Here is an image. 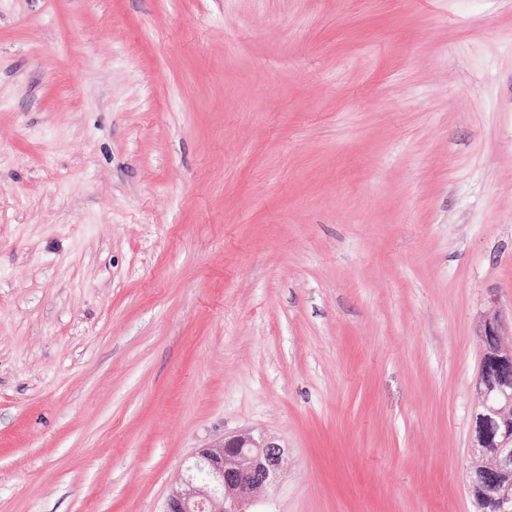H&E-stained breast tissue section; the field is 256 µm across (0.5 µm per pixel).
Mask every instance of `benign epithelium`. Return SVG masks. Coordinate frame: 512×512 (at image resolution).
<instances>
[{"label":"benign epithelium","instance_id":"1","mask_svg":"<svg viewBox=\"0 0 512 512\" xmlns=\"http://www.w3.org/2000/svg\"><path fill=\"white\" fill-rule=\"evenodd\" d=\"M504 330L495 314L479 325L481 403L466 481L482 512H512V350L501 347ZM283 467V447L273 439L250 430L226 435L198 451L162 512H245L253 493L275 482Z\"/></svg>","mask_w":512,"mask_h":512}]
</instances>
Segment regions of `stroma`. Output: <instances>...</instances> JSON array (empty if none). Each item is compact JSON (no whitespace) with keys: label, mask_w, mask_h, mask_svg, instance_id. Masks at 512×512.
<instances>
[{"label":"stroma","mask_w":512,"mask_h":512,"mask_svg":"<svg viewBox=\"0 0 512 512\" xmlns=\"http://www.w3.org/2000/svg\"><path fill=\"white\" fill-rule=\"evenodd\" d=\"M512 319V0H0V512H478ZM504 324L487 314L479 325L481 396L474 414L466 481L482 512L512 511V350L501 347ZM283 447L250 430L202 448L191 472L168 496L161 512H247L253 493L275 482L284 467Z\"/></svg>","instance_id":"obj_1"}]
</instances>
